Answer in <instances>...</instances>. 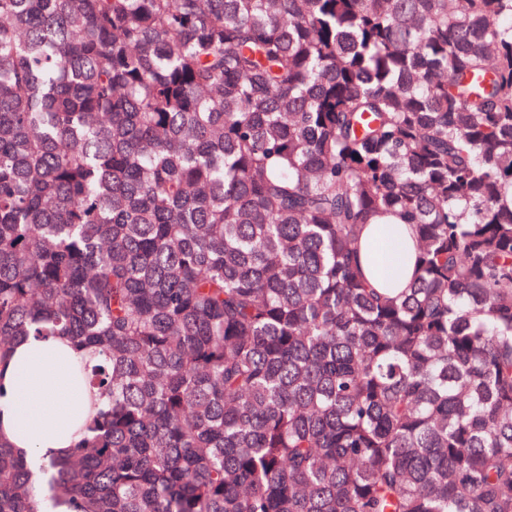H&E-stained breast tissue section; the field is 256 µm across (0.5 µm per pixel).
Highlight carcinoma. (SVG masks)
Returning <instances> with one entry per match:
<instances>
[{
	"instance_id": "obj_1",
	"label": "carcinoma",
	"mask_w": 512,
	"mask_h": 512,
	"mask_svg": "<svg viewBox=\"0 0 512 512\" xmlns=\"http://www.w3.org/2000/svg\"><path fill=\"white\" fill-rule=\"evenodd\" d=\"M20 336L108 408L0 512H512V0H0ZM399 231L400 261L386 265L392 246L383 237L387 232ZM362 264L367 277L376 285L383 286V279L394 277L392 288H409L414 275L416 242L408 224H366L360 238Z\"/></svg>"
}]
</instances>
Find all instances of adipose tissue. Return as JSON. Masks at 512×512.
I'll list each match as a JSON object with an SVG mask.
<instances>
[{
    "instance_id": "ef3b65f1",
    "label": "adipose tissue",
    "mask_w": 512,
    "mask_h": 512,
    "mask_svg": "<svg viewBox=\"0 0 512 512\" xmlns=\"http://www.w3.org/2000/svg\"><path fill=\"white\" fill-rule=\"evenodd\" d=\"M386 224L365 225L360 238L362 264L374 284L392 279L409 287L414 275L416 242L409 225H399L403 243L399 260H391ZM64 336L18 339L6 364L0 365V436L21 451L58 459L80 438L77 415L103 407L105 396L89 386H74L69 371L83 359Z\"/></svg>"
}]
</instances>
